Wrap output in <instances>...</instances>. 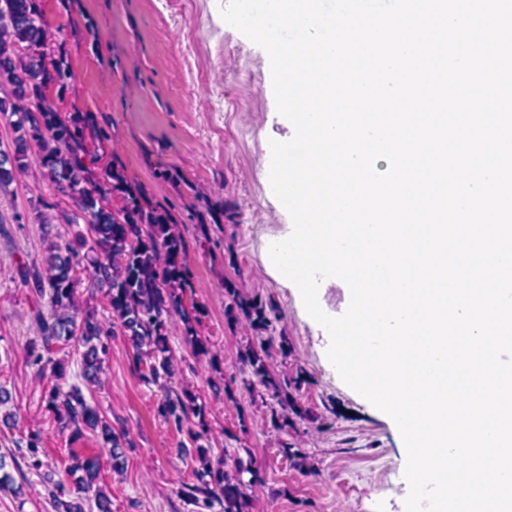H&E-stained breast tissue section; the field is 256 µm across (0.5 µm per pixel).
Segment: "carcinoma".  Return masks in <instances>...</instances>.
Here are the masks:
<instances>
[{
  "label": "carcinoma",
  "mask_w": 512,
  "mask_h": 512,
  "mask_svg": "<svg viewBox=\"0 0 512 512\" xmlns=\"http://www.w3.org/2000/svg\"><path fill=\"white\" fill-rule=\"evenodd\" d=\"M68 76L67 61L53 44L39 0H0V89H9L6 97H0V116L8 118L14 132L12 148L0 151V190L26 168L34 146L44 176L59 194L75 203L77 212L67 217V223L83 222L88 227V235L77 234L75 243L53 247L43 270L33 274L18 270L23 285L32 286L39 295L49 293V313L38 319L42 353L35 356V364L44 376L63 377V362L50 354L55 347L73 342L82 348L81 376L91 385L99 383L112 332L92 314L79 316L76 288L81 271L90 269L94 277L91 287L107 298L112 326L120 328L136 353L144 351L154 360L149 366L150 380L170 378L171 314L182 316L185 340L193 355L209 352L195 330L198 310L186 309L182 301L191 287L182 261L183 241L168 214L148 202L144 190L128 181L120 165L98 166V154L87 147V139H99L93 113L63 115L57 111L46 89L51 84L65 88ZM112 197L122 203L117 210L112 209ZM223 288L229 300L227 319L236 322L243 317L256 332V343L246 345L241 361L259 383L273 389L282 409L279 414L272 413L274 426L286 427L291 424L289 414L301 417L303 412L267 368L266 359L275 342V310L256 296L243 297L233 282H225ZM47 407L61 429L69 431L71 445L84 437V431L100 430L102 441L110 446L112 471H123L124 455L112 425L100 417L98 408L86 401L78 387L64 392L53 384L47 393ZM157 412L178 429L191 418L198 419L199 430L188 429L200 463L198 484L184 488L182 494L194 502L200 495L207 502L216 501L223 512H250L246 489L260 481L259 473L252 461L240 458L235 460L232 475L224 470V464H211L208 449L199 444L206 423L196 396L187 390L167 395ZM69 454L67 475L72 486L58 481L50 495L62 512H85L79 494L90 491L100 480L101 457L73 448Z\"/></svg>",
  "instance_id": "carcinoma-1"
}]
</instances>
